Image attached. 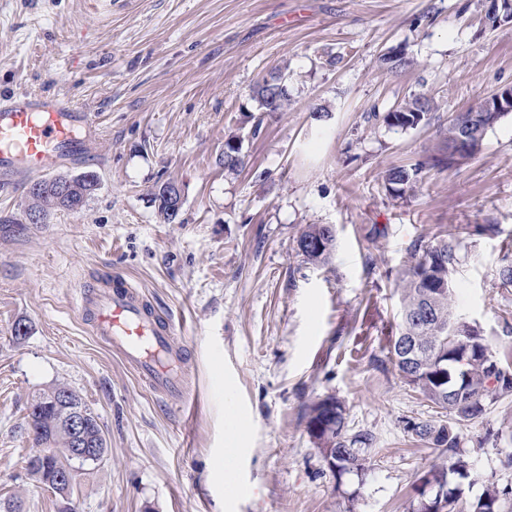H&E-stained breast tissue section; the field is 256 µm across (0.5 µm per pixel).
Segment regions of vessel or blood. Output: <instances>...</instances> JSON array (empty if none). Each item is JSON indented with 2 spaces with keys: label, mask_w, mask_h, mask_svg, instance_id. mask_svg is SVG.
<instances>
[{
  "label": "vessel or blood",
  "mask_w": 512,
  "mask_h": 512,
  "mask_svg": "<svg viewBox=\"0 0 512 512\" xmlns=\"http://www.w3.org/2000/svg\"><path fill=\"white\" fill-rule=\"evenodd\" d=\"M97 133L92 114L63 95L14 93L0 97V186L20 173H47L82 157ZM85 314L105 339L159 392L184 394L173 324L148 306L135 287L115 275L88 298Z\"/></svg>",
  "instance_id": "b4317fda"
}]
</instances>
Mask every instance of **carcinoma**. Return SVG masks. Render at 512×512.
Listing matches in <instances>:
<instances>
[{"label": "carcinoma", "mask_w": 512, "mask_h": 512, "mask_svg": "<svg viewBox=\"0 0 512 512\" xmlns=\"http://www.w3.org/2000/svg\"><path fill=\"white\" fill-rule=\"evenodd\" d=\"M283 72L277 70L258 83L253 90L262 112H281L290 101L289 87H280L278 79ZM435 111L432 99L415 96L387 112L383 122L390 128L401 130L414 129L427 122ZM505 112H458L448 119L442 137L443 147L449 149L450 143L461 134L460 127L468 124L484 127L489 131L503 117ZM238 134H228L224 139V169L235 171L245 164V154L237 151ZM456 165L452 156L432 161H418L414 164L392 167L383 172L382 181L387 194L394 200L405 199L412 194L417 185L423 181L429 168L450 169ZM64 180L59 175L51 179L40 180V192L27 193L29 204L27 211H42L46 214L58 210H71L72 206L83 209L89 199L98 190L99 183L88 182L84 175L69 177L72 190L69 197L63 198L57 190V184ZM165 186H160L153 193V202L157 206L160 218L167 224H174L180 214L170 211L163 197ZM336 249V233L326 224H308L297 238V253L303 262L322 266L329 262ZM456 264L454 245L445 237L434 243L415 249L414 261L400 277L401 321L399 331L388 343V352L396 363L406 382L437 408L447 412V419H429L420 421L419 430L411 436L428 445L439 448L447 454L448 462H458L461 470L448 474V479L458 482L468 477V464L461 449V423L453 419L455 396L463 392L475 405L476 414L468 418L475 422L485 415L482 407L492 405L505 397L512 396V366H505L500 385L490 384V373L483 362L484 337H468L462 330L450 334V328L456 323L453 313L452 274ZM414 336L428 351V363L424 366L411 367L400 354L401 337ZM67 393L80 404H86L82 394L64 383H57L47 389H40L32 394L28 405L26 425L39 451L29 461L33 476L45 486L61 493L58 477L68 471L76 472L89 464L71 454V435L64 427L63 412L54 408L53 398ZM95 420V431L91 434L89 447L97 448L101 457L109 452L107 438ZM316 427L314 435L321 450H330L336 454V460L352 450L369 448L373 444V435L360 431L350 436L345 429V407L333 396H326L313 403L307 415V427ZM481 495L486 502L471 506L467 512H503L504 502L498 498V487L493 483L484 485Z\"/></svg>", "instance_id": "carcinoma-1"}]
</instances>
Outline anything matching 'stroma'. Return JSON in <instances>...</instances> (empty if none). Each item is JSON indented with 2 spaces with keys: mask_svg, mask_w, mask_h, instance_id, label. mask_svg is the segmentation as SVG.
Segmentation results:
<instances>
[{
  "mask_svg": "<svg viewBox=\"0 0 512 512\" xmlns=\"http://www.w3.org/2000/svg\"><path fill=\"white\" fill-rule=\"evenodd\" d=\"M483 15L484 0H0V94L65 95L95 114L90 156L58 171L101 182L82 210L41 224L26 221L34 175L0 192V506L411 512L418 475L447 461L407 434L440 411L387 351L416 244L455 231L456 314L512 359V285L498 277L512 260V114L407 200L381 178L435 155L449 116L512 85V23ZM396 48L410 63L387 69ZM278 69L288 108L259 112L253 89ZM414 95L434 100L429 123L390 129L383 114ZM231 132L246 154L235 172L221 163ZM167 181L184 193L175 224L151 202ZM309 224L336 228L328 265L297 254ZM115 274L173 323L184 396L154 391L86 324L90 285ZM59 382L109 442L65 499L31 475L25 430L32 393ZM327 395L349 432L374 436L365 478L335 477L307 431ZM234 424L244 451L230 493ZM462 437L466 498L492 481L512 512V397Z\"/></svg>",
  "mask_w": 512,
  "mask_h": 512,
  "instance_id": "35a3bbf8",
  "label": "stroma"
}]
</instances>
